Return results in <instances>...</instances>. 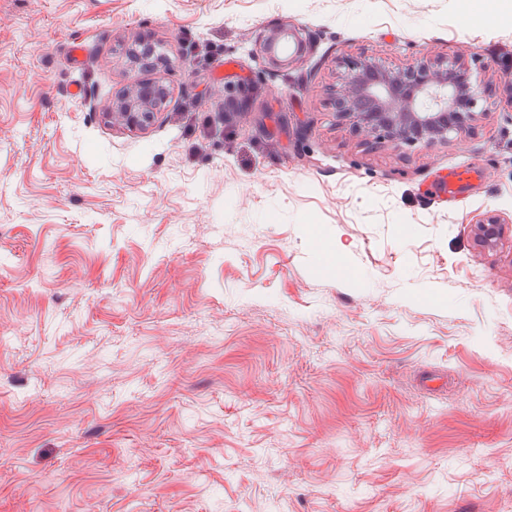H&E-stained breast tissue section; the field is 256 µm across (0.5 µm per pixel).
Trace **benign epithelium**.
I'll use <instances>...</instances> for the list:
<instances>
[{
	"label": "benign epithelium",
	"mask_w": 512,
	"mask_h": 512,
	"mask_svg": "<svg viewBox=\"0 0 512 512\" xmlns=\"http://www.w3.org/2000/svg\"><path fill=\"white\" fill-rule=\"evenodd\" d=\"M293 43L299 57L303 44L296 30L278 27L269 31L260 46L274 64L288 61L279 55L281 44ZM460 58L423 61L404 68H380L363 58L351 63L350 72L334 89L336 117L360 129L367 144L385 140L396 146L446 142L467 133L476 120L478 89L466 77ZM168 89L159 83L134 85L112 101L107 116L128 129L143 130L164 110ZM502 234L501 220L490 217L477 223L475 239L493 246Z\"/></svg>",
	"instance_id": "7a95c632"
}]
</instances>
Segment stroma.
Segmentation results:
<instances>
[{"label":"stroma","mask_w":512,"mask_h":512,"mask_svg":"<svg viewBox=\"0 0 512 512\" xmlns=\"http://www.w3.org/2000/svg\"><path fill=\"white\" fill-rule=\"evenodd\" d=\"M362 55L472 131L366 148ZM0 336V512H512V0H0ZM291 41L294 44V53L291 57H300L303 51V44L295 29L288 27H278L270 30L264 37L260 46L261 52L267 55L273 64L288 62V56L281 57L278 52L280 44L288 45ZM349 70L333 90L336 117L353 121L366 144L446 142L476 120L478 89L459 57L393 69L363 58ZM168 89L159 83L134 85L121 98L112 101V124L128 129L143 130L152 125L168 100ZM462 182V173L457 170H448L438 177L434 190L444 204H454L459 197V183ZM504 224L496 217H490L485 221H480L475 227V239L479 245L493 246L499 240L502 234V226Z\"/></svg>","instance_id":"1"}]
</instances>
